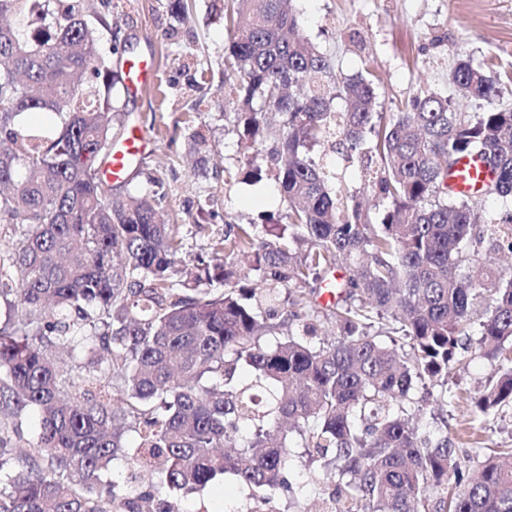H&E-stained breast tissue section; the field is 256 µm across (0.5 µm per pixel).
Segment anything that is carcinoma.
Here are the masks:
<instances>
[{
	"mask_svg": "<svg viewBox=\"0 0 512 512\" xmlns=\"http://www.w3.org/2000/svg\"><path fill=\"white\" fill-rule=\"evenodd\" d=\"M291 2L222 6L238 29L228 114L251 150L238 171L274 180L284 213L224 224L188 263L179 225L158 218L163 180L125 203L104 178L124 124L107 19L91 0H0V302L18 311L0 326V512H182L152 485L107 478L119 460L183 495L230 473L270 512L325 480L326 512H512V458L470 472L448 419L422 429L409 398L421 382L452 405L448 373L468 367L474 340L498 366L475 413L512 406V275L492 261L512 260V218L478 224L487 196L512 197V107L463 58L450 82L483 111L431 94L377 112L374 81H338ZM187 144L207 176L204 128ZM326 148L380 158L369 188L383 210L332 186ZM470 154L494 179L450 202L445 179ZM328 280L336 301L322 307ZM326 324L334 338L314 342ZM29 410L39 430L17 457ZM294 436L319 462L305 482Z\"/></svg>",
	"mask_w": 512,
	"mask_h": 512,
	"instance_id": "obj_1",
	"label": "carcinoma"
}]
</instances>
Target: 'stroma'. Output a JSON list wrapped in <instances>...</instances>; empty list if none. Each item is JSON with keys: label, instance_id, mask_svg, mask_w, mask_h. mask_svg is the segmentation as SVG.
Instances as JSON below:
<instances>
[{"label": "stroma", "instance_id": "1", "mask_svg": "<svg viewBox=\"0 0 512 512\" xmlns=\"http://www.w3.org/2000/svg\"><path fill=\"white\" fill-rule=\"evenodd\" d=\"M112 24L126 58L153 61L159 89L130 93L118 86L115 98L127 127L140 128L150 147L135 166L131 192L147 191L148 177L165 183L158 208L179 225L183 253H205L225 222L244 224L258 214L278 212L273 180L226 182L225 172L241 158L238 137L224 117L234 94L224 83V46L235 36L212 7L191 0L186 21L174 17L168 0H93ZM304 34L333 56L343 78L374 74L378 109L398 112L415 96H454L449 74L461 57L501 79V101L512 105V0H294ZM193 120L209 137L208 175L195 177L187 155L185 122ZM211 197L213 212L200 214L198 200ZM497 367L474 357L463 371L451 372L448 388L461 400L448 410V435L461 459L478 467L485 449L512 448V407L483 420L469 398L494 376ZM249 512L252 501L233 476H225L188 497L192 512H222L225 503Z\"/></svg>", "mask_w": 512, "mask_h": 512}]
</instances>
